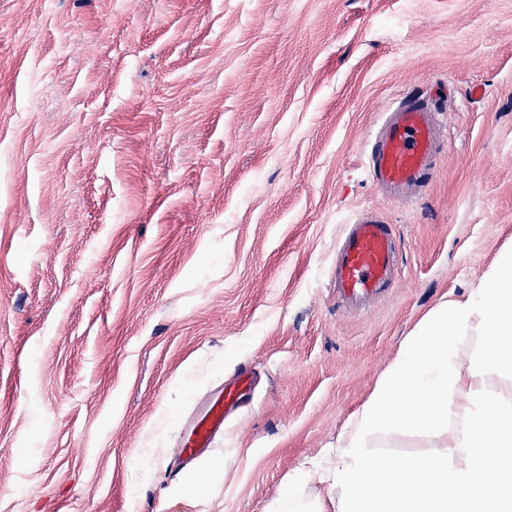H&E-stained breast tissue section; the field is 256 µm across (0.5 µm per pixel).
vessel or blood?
<instances>
[{
	"label": "vessel or blood",
	"instance_id": "obj_1",
	"mask_svg": "<svg viewBox=\"0 0 512 512\" xmlns=\"http://www.w3.org/2000/svg\"><path fill=\"white\" fill-rule=\"evenodd\" d=\"M445 124L444 112L422 97L401 94L385 109L364 140L369 177L382 197L406 204L419 199L440 159ZM400 276L391 224L376 209L358 211L336 244L332 278L337 305L361 310L386 295ZM248 392L242 381L201 404L186 424L181 457L192 461L213 448Z\"/></svg>",
	"mask_w": 512,
	"mask_h": 512
}]
</instances>
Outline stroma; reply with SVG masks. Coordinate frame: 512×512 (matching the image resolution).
I'll return each instance as SVG.
<instances>
[{
    "mask_svg": "<svg viewBox=\"0 0 512 512\" xmlns=\"http://www.w3.org/2000/svg\"><path fill=\"white\" fill-rule=\"evenodd\" d=\"M407 91L448 139L410 207L363 154ZM366 206L402 276L347 314L330 268ZM508 242L512 0H0V512H265ZM248 393L249 387L242 380L236 386L224 387L222 395L201 404L186 424L180 444L181 457L193 461L214 448L227 419L240 407Z\"/></svg>",
    "mask_w": 512,
    "mask_h": 512,
    "instance_id": "1",
    "label": "stroma"
}]
</instances>
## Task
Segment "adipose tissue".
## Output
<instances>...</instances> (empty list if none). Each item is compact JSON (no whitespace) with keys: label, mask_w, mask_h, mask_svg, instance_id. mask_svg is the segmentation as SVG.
<instances>
[{"label":"adipose tissue","mask_w":512,"mask_h":512,"mask_svg":"<svg viewBox=\"0 0 512 512\" xmlns=\"http://www.w3.org/2000/svg\"><path fill=\"white\" fill-rule=\"evenodd\" d=\"M416 447L395 461L387 449ZM267 512H512V245L416 323Z\"/></svg>","instance_id":"ef3b65f1"}]
</instances>
